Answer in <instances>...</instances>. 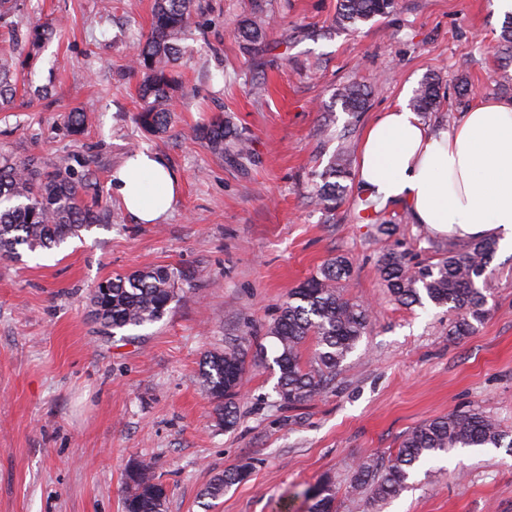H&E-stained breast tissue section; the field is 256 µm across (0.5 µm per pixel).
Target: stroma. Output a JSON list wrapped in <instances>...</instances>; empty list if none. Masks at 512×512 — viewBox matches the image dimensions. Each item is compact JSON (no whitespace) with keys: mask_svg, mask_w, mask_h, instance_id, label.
I'll return each mask as SVG.
<instances>
[{"mask_svg":"<svg viewBox=\"0 0 512 512\" xmlns=\"http://www.w3.org/2000/svg\"><path fill=\"white\" fill-rule=\"evenodd\" d=\"M198 26L181 40L183 89L168 133L136 126L140 78L127 62L148 33L153 0H24L31 20L62 22L0 112V153L66 165L93 157L112 221L59 248L0 257V512H124L125 472L152 463L167 512H308L305 491L323 476L339 512H512V451L460 449L428 465L413 489L367 507L352 493V461L385 457L403 436L454 408H477L512 432V247L499 245L488 313L452 340L454 312L390 301L378 273L387 250L435 260L447 238L382 208L395 233L359 221L362 193L326 214L311 186L341 148L357 155L367 125L409 100L427 74L441 105L424 124L449 125L475 98H512V49L499 43L493 0H398L360 32L337 30L338 0H270L263 55L234 34L251 0H201ZM364 86V111L344 112L348 83ZM89 117L71 135L62 117ZM247 138L250 162L212 154L192 129L213 115ZM141 151L163 155L179 189L163 222H134L110 187ZM338 255L353 264L345 296L369 305L368 333L333 388L293 409L269 361L248 363L234 430L216 422L200 380L204 356L250 332H267L280 303ZM168 265L179 298L153 324L109 334L92 314V288ZM248 465L218 499L212 478Z\"/></svg>","mask_w":512,"mask_h":512,"instance_id":"1","label":"stroma"}]
</instances>
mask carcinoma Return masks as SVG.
<instances>
[{
	"label": "carcinoma",
	"instance_id": "1",
	"mask_svg": "<svg viewBox=\"0 0 512 512\" xmlns=\"http://www.w3.org/2000/svg\"><path fill=\"white\" fill-rule=\"evenodd\" d=\"M267 0H253V16L235 26L244 49L259 53L267 44V31L260 14ZM396 0H339L336 28L357 31L360 25L388 15ZM197 0H155L150 32L138 43L129 70L142 75L139 95L141 110L135 123L151 133H164L172 125L179 41L197 25ZM53 25H33L25 21L20 0H0V112L8 110L17 92L20 68L33 52L51 39ZM345 111L362 110L366 93L358 85L339 92ZM440 102L439 83L425 78L409 100L415 112L435 111ZM64 124L75 135L83 133L88 117L82 111L68 112ZM193 135L214 154L231 152L240 159L250 153L247 139L217 115L195 127ZM350 178L345 160L337 156L320 174L315 185L316 202L333 212L346 200ZM94 191L91 201L84 196ZM112 219V209L102 204L97 184L90 172L69 166L29 161L18 164L0 155V253L15 259L19 248L30 252L51 249L83 230ZM494 240H479L462 246L448 243V250L435 262L409 264L405 255L388 251L380 259L378 271L391 298L405 306L430 302L455 312L449 335L461 340L475 330L487 315L491 264L497 253ZM352 274V263L343 255L331 258L307 277L279 307L269 335L278 342L273 364L279 376L275 393L288 407L308 403L321 396L336 380L343 361L356 349L370 325L369 309L345 297L341 282ZM180 277L175 268L157 266L116 276L98 283L91 292L94 317L115 332L161 320L176 301L175 284ZM312 341L311 358L302 359V348ZM253 337L248 333L229 339L224 349L211 352L201 363L200 378L215 403L219 423L230 430L237 423V399L246 373V359ZM509 433L493 418L477 409H453L429 419L407 434L396 452L378 460L367 457L352 467L353 489L379 504L400 496L411 487L415 471L432 460L458 448H512ZM249 475L236 466L217 475L205 489L216 499ZM126 512H166L168 491L153 466L133 462L126 469ZM310 512H338L336 487L330 478L319 480L307 491Z\"/></svg>",
	"mask_w": 512,
	"mask_h": 512
}]
</instances>
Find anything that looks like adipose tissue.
Segmentation results:
<instances>
[{
  "label": "adipose tissue",
  "mask_w": 512,
  "mask_h": 512,
  "mask_svg": "<svg viewBox=\"0 0 512 512\" xmlns=\"http://www.w3.org/2000/svg\"><path fill=\"white\" fill-rule=\"evenodd\" d=\"M356 179L381 204H406L434 235L512 245V100H477L452 125L433 127L397 104L367 126ZM178 184L161 155L145 152L110 180L140 224L166 217Z\"/></svg>",
  "instance_id": "obj_1"
}]
</instances>
